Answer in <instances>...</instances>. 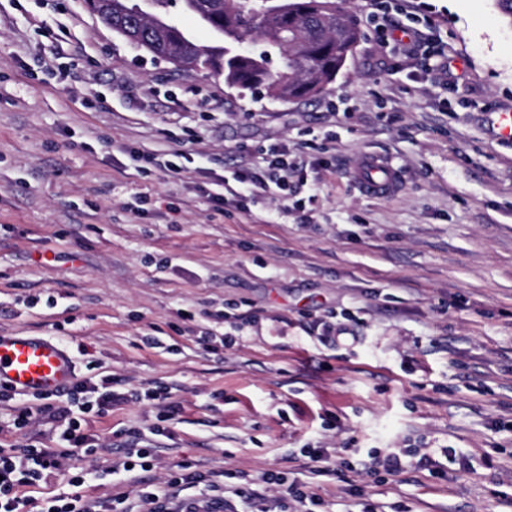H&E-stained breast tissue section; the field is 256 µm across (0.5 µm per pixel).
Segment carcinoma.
<instances>
[{
  "label": "carcinoma",
  "mask_w": 512,
  "mask_h": 512,
  "mask_svg": "<svg viewBox=\"0 0 512 512\" xmlns=\"http://www.w3.org/2000/svg\"><path fill=\"white\" fill-rule=\"evenodd\" d=\"M124 2L112 3L113 32L129 33L147 46L146 52L166 59L178 56L185 63L197 57L210 60L211 71L241 90L260 85L283 102L317 96L335 80L361 39L355 23L338 41L325 30L339 22L343 8L338 0H271V14L259 17L256 0H181L183 11L193 15L211 34L210 51L200 54V44L180 24L158 32L124 13ZM258 34L263 49L241 52L240 43ZM281 60L270 69L271 56Z\"/></svg>",
  "instance_id": "carcinoma-1"
}]
</instances>
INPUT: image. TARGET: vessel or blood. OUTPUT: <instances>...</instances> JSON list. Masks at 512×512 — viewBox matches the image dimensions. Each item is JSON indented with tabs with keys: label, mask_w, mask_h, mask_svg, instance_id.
Returning a JSON list of instances; mask_svg holds the SVG:
<instances>
[{
	"label": "vessel or blood",
	"mask_w": 512,
	"mask_h": 512,
	"mask_svg": "<svg viewBox=\"0 0 512 512\" xmlns=\"http://www.w3.org/2000/svg\"><path fill=\"white\" fill-rule=\"evenodd\" d=\"M354 176L370 195H385L399 186L396 170L386 158L367 156ZM73 360L55 339L0 334V385L20 394L58 392L75 380Z\"/></svg>",
	"instance_id": "vessel-or-blood-1"
}]
</instances>
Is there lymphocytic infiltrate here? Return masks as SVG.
<instances>
[{
    "mask_svg": "<svg viewBox=\"0 0 512 512\" xmlns=\"http://www.w3.org/2000/svg\"><path fill=\"white\" fill-rule=\"evenodd\" d=\"M369 17L376 21L378 35L391 37L395 32L414 37L413 55L428 58L439 51L434 35L414 33L409 27H398L390 21L387 0H370ZM267 170L264 175L248 171L233 173L236 183L247 185L250 193L288 196V176L293 168L286 148L276 146L268 150ZM66 405H59V396L43 394L35 406L15 407L12 426L15 430L26 429L36 416L49 415L55 424V446L28 443L22 446L0 445V512H113L111 501H92L80 494L85 482L84 475H71L68 491L41 500L21 495L24 487H36L59 475L62 462L75 448L93 454L97 442L87 428L86 413L103 416L112 407L125 402L124 394L112 388L111 376L91 374L72 383L65 389ZM242 489H232L226 483L211 479L209 474L193 470L168 482L167 490L145 491L139 497L144 512H187L188 507L202 506L211 512H235L233 498L244 497Z\"/></svg>",
    "mask_w": 512,
    "mask_h": 512,
    "instance_id": "1",
    "label": "lymphocytic infiltrate"
}]
</instances>
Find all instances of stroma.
I'll return each mask as SVG.
<instances>
[{"label": "stroma", "instance_id": "obj_1", "mask_svg": "<svg viewBox=\"0 0 512 512\" xmlns=\"http://www.w3.org/2000/svg\"><path fill=\"white\" fill-rule=\"evenodd\" d=\"M390 4L434 18L447 76L344 0L353 56L326 93L284 103L133 48L83 0H0V332L56 337L77 376L97 362L126 394L88 418L98 452L64 460L87 498L137 505L106 468L140 430L156 485L188 462L229 471L261 494L237 512H275L294 480L322 512H512V142L486 122L512 110V23L496 0ZM273 145L287 200H211ZM155 151L186 153L185 171L134 158ZM369 154L396 191L353 181ZM349 318L361 345L323 341ZM155 388L177 409L165 436L147 431ZM373 448L403 469L369 472Z\"/></svg>", "mask_w": 512, "mask_h": 512}]
</instances>
